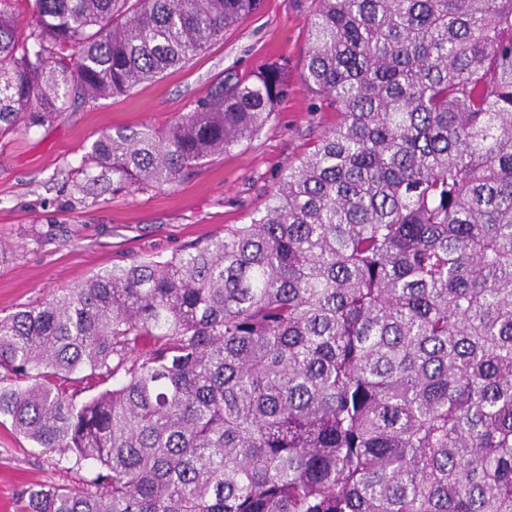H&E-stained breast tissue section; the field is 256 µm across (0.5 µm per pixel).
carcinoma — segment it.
I'll return each instance as SVG.
<instances>
[{"mask_svg": "<svg viewBox=\"0 0 512 512\" xmlns=\"http://www.w3.org/2000/svg\"><path fill=\"white\" fill-rule=\"evenodd\" d=\"M257 6L0 0V139ZM308 32L336 125L250 223L0 318V424L91 470L21 512H512V0H314ZM289 91L285 61L230 73L161 130L102 133L73 190L172 187Z\"/></svg>", "mask_w": 512, "mask_h": 512, "instance_id": "cac0c4a2", "label": "carcinoma"}]
</instances>
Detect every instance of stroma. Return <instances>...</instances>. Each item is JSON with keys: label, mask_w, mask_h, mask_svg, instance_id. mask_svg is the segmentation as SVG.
<instances>
[{"label": "stroma", "mask_w": 512, "mask_h": 512, "mask_svg": "<svg viewBox=\"0 0 512 512\" xmlns=\"http://www.w3.org/2000/svg\"><path fill=\"white\" fill-rule=\"evenodd\" d=\"M313 0H261L186 67L119 97L65 112L54 123L0 140V316L133 259H165L245 224L288 165L333 126L331 107L302 84ZM288 61L292 91L251 140L172 187L85 198L71 187L84 149L119 127L163 128L190 112L228 73ZM55 456L0 425V490L78 481Z\"/></svg>", "instance_id": "35a3bbf8"}]
</instances>
